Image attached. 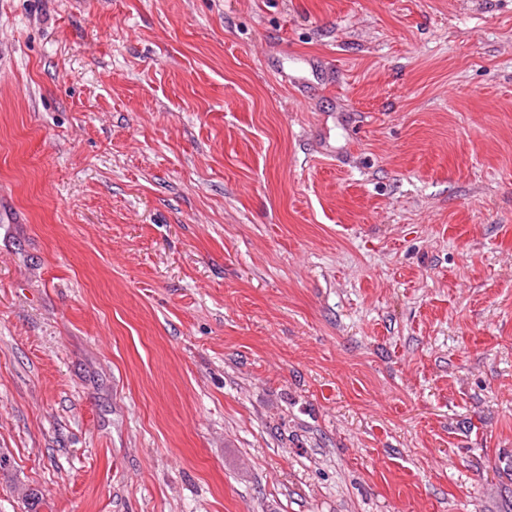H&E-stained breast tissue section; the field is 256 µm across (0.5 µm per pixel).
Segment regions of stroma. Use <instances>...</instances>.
Masks as SVG:
<instances>
[{
    "instance_id": "35a3bbf8",
    "label": "stroma",
    "mask_w": 512,
    "mask_h": 512,
    "mask_svg": "<svg viewBox=\"0 0 512 512\" xmlns=\"http://www.w3.org/2000/svg\"><path fill=\"white\" fill-rule=\"evenodd\" d=\"M0 449V512H512V0H0Z\"/></svg>"
}]
</instances>
